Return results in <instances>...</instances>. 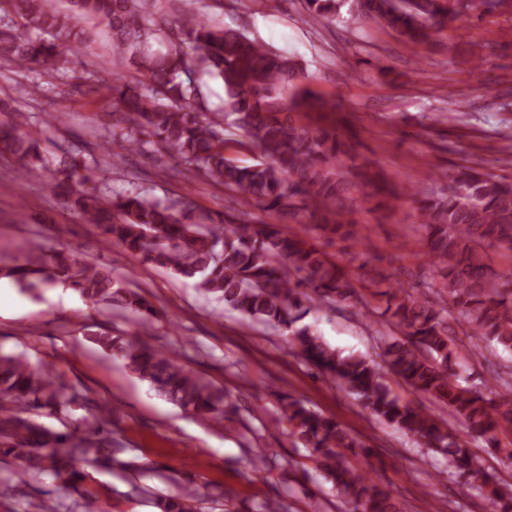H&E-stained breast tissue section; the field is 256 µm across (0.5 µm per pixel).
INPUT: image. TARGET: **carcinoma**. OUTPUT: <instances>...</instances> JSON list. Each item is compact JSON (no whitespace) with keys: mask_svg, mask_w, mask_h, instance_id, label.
Here are the masks:
<instances>
[{"mask_svg":"<svg viewBox=\"0 0 512 512\" xmlns=\"http://www.w3.org/2000/svg\"><path fill=\"white\" fill-rule=\"evenodd\" d=\"M367 10L414 43L426 41L433 26L449 16L512 11V0H362ZM61 15L55 0H0V58L23 69L39 62L76 89L100 90L112 114L131 126L112 130L122 151H163L188 173L224 187L235 203L256 204L272 213L303 211L322 229L359 241L361 229L349 219L355 194L382 181L345 164V143L334 125H303L302 112L334 111L336 104L300 86L304 73L290 57L273 52L243 32L215 25L194 8L195 0H71ZM104 21L112 45L133 70L129 80L97 86L92 76H70L86 54L85 30L74 38L32 39L25 30L53 33L81 19ZM164 38L165 50L151 41ZM224 83V110L203 111L200 85L189 64ZM243 131L256 163L242 165L226 156L224 116ZM22 115L0 124V157L10 156L22 181L49 174L39 143L21 130ZM86 167L72 161L53 177L65 208L105 239L143 262L194 281L198 290L224 302L245 318L283 327L297 354L353 396L369 414L395 425L444 456L448 475L461 479L487 502L490 512H512V491L489 473L481 458L448 431L441 417L403 400L377 364L344 355L308 325H298L311 309L349 303L378 313L388 330L383 356L392 372L418 397L445 404L502 460H512V377L490 385L472 372L493 350L512 363V288L485 260L497 245L512 251V183L477 167L448 175V187L419 205L431 265L441 299L430 300L393 284L371 289L358 284L348 266L321 251L300 233L280 224L245 223L232 213L214 218L193 215L192 202L172 197L162 203L140 193L109 196L93 184ZM0 276L28 286L62 283L85 300L118 307L137 316L142 333L98 335L100 348L150 388L184 411L220 421L230 404L221 389L187 369L144 335L157 317L154 306L131 291L106 267L89 261L65 242L45 248L34 242L24 260L1 267ZM378 301L370 308L363 292ZM474 338L461 354L451 323ZM85 400L73 385L26 356L0 352V456L16 460L15 485L36 472L78 496L82 512H98L99 495L83 486L84 467L111 465L112 412L101 407L82 421L81 432L60 433L21 416L30 409L68 410ZM282 421L314 462L316 476L331 485L350 512H404L390 492L358 473L348 456H359L361 441L335 420L299 399H281ZM511 438V447L502 445ZM202 493L190 486L157 498L158 512H194Z\"/></svg>","mask_w":512,"mask_h":512,"instance_id":"1","label":"carcinoma"}]
</instances>
